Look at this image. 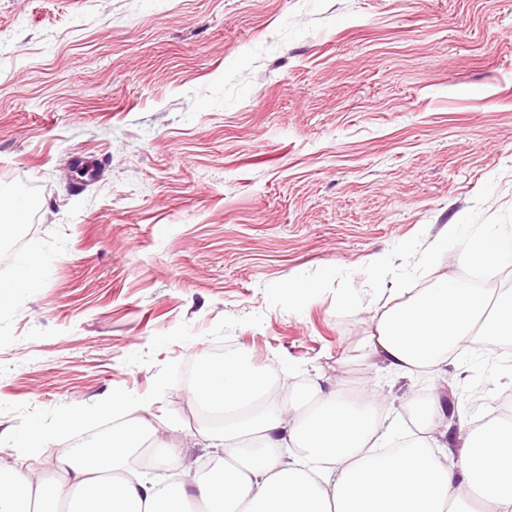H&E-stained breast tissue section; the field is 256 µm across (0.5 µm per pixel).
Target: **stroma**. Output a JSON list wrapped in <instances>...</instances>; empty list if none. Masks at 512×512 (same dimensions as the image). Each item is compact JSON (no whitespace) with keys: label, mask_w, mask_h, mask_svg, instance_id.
I'll list each match as a JSON object with an SVG mask.
<instances>
[{"label":"stroma","mask_w":512,"mask_h":512,"mask_svg":"<svg viewBox=\"0 0 512 512\" xmlns=\"http://www.w3.org/2000/svg\"><path fill=\"white\" fill-rule=\"evenodd\" d=\"M490 180L488 215L512 207V0H0V185L29 202L0 246L49 265L0 313V466L9 434L115 393L197 427L181 375L225 345L394 418L436 395L473 427L512 365H368L393 280L346 316L265 287L336 266L365 289Z\"/></svg>","instance_id":"stroma-1"}]
</instances>
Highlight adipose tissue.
<instances>
[{
  "mask_svg": "<svg viewBox=\"0 0 512 512\" xmlns=\"http://www.w3.org/2000/svg\"><path fill=\"white\" fill-rule=\"evenodd\" d=\"M47 274L37 248L0 283V309ZM512 343V289L441 279L388 308L367 357L406 375L437 371L449 354ZM189 392L211 417L196 430L213 453L189 461L180 425L152 420L151 405L120 394L99 409L121 421L111 434L62 449L53 477L0 468V512H512V424L491 422L432 441L447 429L437 398L409 403L407 429L366 387L316 383L290 391L241 355L203 358ZM74 408L52 429L32 426L22 459L88 421ZM168 472L157 481L154 472Z\"/></svg>",
  "mask_w": 512,
  "mask_h": 512,
  "instance_id": "obj_1",
  "label": "adipose tissue"
}]
</instances>
